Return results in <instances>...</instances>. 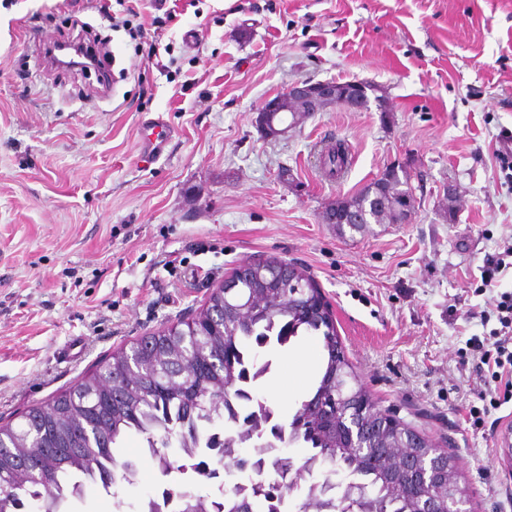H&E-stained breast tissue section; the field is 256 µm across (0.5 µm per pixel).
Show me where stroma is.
Returning <instances> with one entry per match:
<instances>
[{
	"label": "stroma",
	"instance_id": "obj_1",
	"mask_svg": "<svg viewBox=\"0 0 512 512\" xmlns=\"http://www.w3.org/2000/svg\"><path fill=\"white\" fill-rule=\"evenodd\" d=\"M105 3L104 16L87 0H0V425L191 318L239 261L276 256L331 303L378 407L454 458L469 512H512V401L472 424L485 385L468 344L497 328L481 315L512 291V268L493 288L481 279L484 259L512 245V157L499 152L512 134V0H192L174 24L160 0L143 11L149 57L124 6ZM83 22L112 58L110 91L44 61ZM302 80L364 81L383 103L263 133L264 103ZM149 119L170 130L150 161ZM339 143L349 164L331 178L323 155ZM394 164L410 222L323 223ZM322 356L318 336L262 351L260 393L280 419L313 395ZM144 447L120 443L134 483H86L56 512H139L170 486L214 494L240 476L166 477Z\"/></svg>",
	"mask_w": 512,
	"mask_h": 512
}]
</instances>
